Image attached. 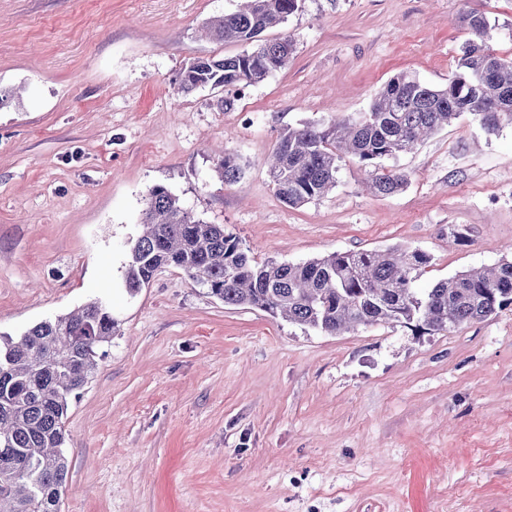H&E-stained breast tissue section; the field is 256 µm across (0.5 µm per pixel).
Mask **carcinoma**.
I'll list each match as a JSON object with an SVG mask.
<instances>
[{
	"instance_id": "1",
	"label": "carcinoma",
	"mask_w": 512,
	"mask_h": 512,
	"mask_svg": "<svg viewBox=\"0 0 512 512\" xmlns=\"http://www.w3.org/2000/svg\"><path fill=\"white\" fill-rule=\"evenodd\" d=\"M237 11L209 20L213 40L237 43L234 55L196 57L177 73L181 89L222 88L224 111L235 109L231 91L264 81L285 68L294 51L288 34H262L288 21L301 0H243ZM471 38L461 47L448 84L434 88L400 74L355 117L305 122L278 130L269 178L276 196L297 207L336 187L338 162L351 156L369 168L368 189L390 196L408 184L395 159L467 112L488 134L512 124V55L488 45L486 15L466 18ZM222 178L237 183L244 168L236 155L219 162ZM131 243L124 272L134 295L164 268L183 270L230 306H247L328 334L379 323H416L448 332L512 305V261L458 273L420 293L416 278L431 257L418 249L344 251L291 264L256 262L222 224L195 218L163 185L152 186ZM118 322L99 299L41 321L18 340L0 336V512H60L69 477L65 420L73 399L90 383L98 351L112 344Z\"/></svg>"
}]
</instances>
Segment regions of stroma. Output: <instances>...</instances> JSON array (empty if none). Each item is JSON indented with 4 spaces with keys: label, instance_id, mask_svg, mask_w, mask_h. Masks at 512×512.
Wrapping results in <instances>:
<instances>
[{
    "label": "stroma",
    "instance_id": "35a3bbf8",
    "mask_svg": "<svg viewBox=\"0 0 512 512\" xmlns=\"http://www.w3.org/2000/svg\"><path fill=\"white\" fill-rule=\"evenodd\" d=\"M238 0H0V334L103 300L118 322L67 415L61 512H512V307L441 333L336 335L228 306L181 270L129 294L150 187L223 225L255 260L403 245L426 290L512 258V124L470 114L393 159L407 187L365 189L354 159L292 208L267 171L280 128L366 111L394 75L443 86L480 11L512 55V0H303L266 38L286 68L244 89L180 92L201 37ZM234 153L244 179L216 167ZM469 241L457 244L452 229Z\"/></svg>",
    "mask_w": 512,
    "mask_h": 512
}]
</instances>
